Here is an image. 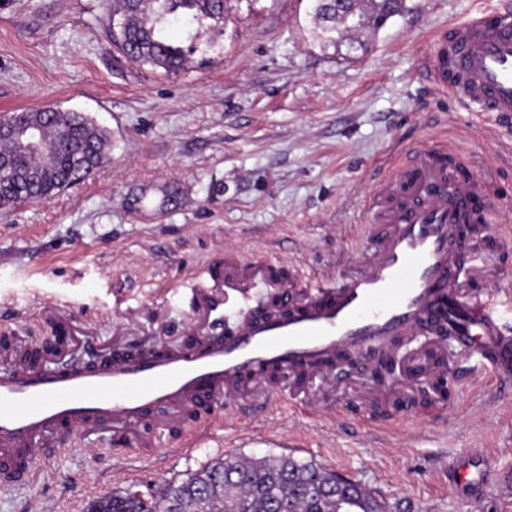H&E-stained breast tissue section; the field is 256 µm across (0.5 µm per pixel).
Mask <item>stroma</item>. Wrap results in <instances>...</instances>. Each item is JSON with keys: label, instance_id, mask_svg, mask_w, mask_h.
Instances as JSON below:
<instances>
[{"label": "stroma", "instance_id": "1", "mask_svg": "<svg viewBox=\"0 0 512 512\" xmlns=\"http://www.w3.org/2000/svg\"><path fill=\"white\" fill-rule=\"evenodd\" d=\"M503 0H409L367 53L324 46L313 0H226L198 27L184 71L127 60L105 21L108 0H0V114L53 106L88 114L110 137L108 163L41 203L0 209V370L12 347L47 344L42 307L68 304L90 334L64 339L90 360L180 345L193 288L224 257L287 262L308 282L346 272L353 228L378 165L442 144L489 175L496 225L512 226V117L466 108L425 62L439 35ZM177 194L161 206L164 191ZM448 408L420 410V376L399 371L409 414L387 426L366 409L368 370L310 378L302 404L256 390L205 414L181 451L156 436L146 457L109 432L39 457L25 484L0 483V512H84L137 484L162 490L229 456L291 454L359 483L391 512H512V390L480 355L448 340ZM475 453L493 475L477 499L448 486Z\"/></svg>", "mask_w": 512, "mask_h": 512}]
</instances>
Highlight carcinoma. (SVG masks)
Listing matches in <instances>:
<instances>
[{"label": "carcinoma", "mask_w": 512, "mask_h": 512, "mask_svg": "<svg viewBox=\"0 0 512 512\" xmlns=\"http://www.w3.org/2000/svg\"><path fill=\"white\" fill-rule=\"evenodd\" d=\"M334 0H315L321 38L338 49L364 52L367 45L351 38L365 28L375 31L409 11L407 0H361L345 13ZM112 42L132 62L178 71L189 48L175 42L173 22L190 40L206 19H224V0H114L107 14ZM43 137L54 160L13 151L18 169L37 178L12 193H0V209L24 201H49L62 188L92 175L108 157L109 136L82 112H61L43 125ZM205 502V512H387L386 505L354 483L343 484L332 471L291 455L243 460L227 457L145 495L130 485L88 501L85 512H189Z\"/></svg>", "instance_id": "cac0c4a2"}]
</instances>
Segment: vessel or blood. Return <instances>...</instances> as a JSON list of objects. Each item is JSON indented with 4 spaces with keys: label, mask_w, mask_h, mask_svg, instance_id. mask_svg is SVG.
I'll use <instances>...</instances> for the list:
<instances>
[{
    "label": "vessel or blood",
    "mask_w": 512,
    "mask_h": 512,
    "mask_svg": "<svg viewBox=\"0 0 512 512\" xmlns=\"http://www.w3.org/2000/svg\"><path fill=\"white\" fill-rule=\"evenodd\" d=\"M438 39V62H451V89L465 105L512 114V11L473 17ZM361 227L367 248L353 270L311 285L286 279L260 259L215 263L193 294L202 326L183 346H152L85 367L44 368L19 355L0 373V476L30 479L38 457L70 445L77 433L193 420L251 384L273 396L280 376L300 380L337 354L371 361L392 336L432 337V370L441 373L444 339L485 356L494 376L512 383V320L472 293L475 255L499 253L512 239H478L465 225L489 223L495 202L486 178L468 174L439 147L379 181ZM269 288L274 304H253ZM448 479L473 490L468 459Z\"/></svg>",
    "instance_id": "b4317fda"
}]
</instances>
